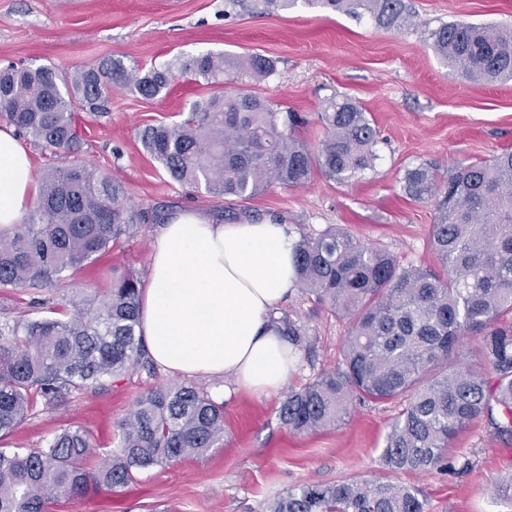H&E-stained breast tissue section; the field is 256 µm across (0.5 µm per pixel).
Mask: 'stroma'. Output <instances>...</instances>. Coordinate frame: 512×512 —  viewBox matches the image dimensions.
Listing matches in <instances>:
<instances>
[{"instance_id":"stroma-1","label":"stroma","mask_w":512,"mask_h":512,"mask_svg":"<svg viewBox=\"0 0 512 512\" xmlns=\"http://www.w3.org/2000/svg\"><path fill=\"white\" fill-rule=\"evenodd\" d=\"M405 2L407 25L387 30L367 17L303 4L262 12L253 0H0V67L50 64L72 73L118 59L146 71L208 51L269 57L276 63L272 76L259 80L247 70L234 71L225 95L251 93L296 113L292 135L313 149L324 136L320 114L327 102L349 97L378 128L380 158L351 183L318 173L299 188L271 185L243 202V209L288 224L299 236L333 224L361 244L387 249L401 266L435 269L430 233L436 212L405 195V171L426 161L447 169L512 150V81L476 84L451 73L429 33L449 22L510 29L512 0ZM208 92L188 73L156 98L113 88L104 112L77 110L78 152L28 145L33 176L79 160L121 179L133 209L156 208L169 216L194 210L220 221L224 198L175 182L139 140L145 126L180 121L189 103ZM158 230L147 224L123 238L79 275L80 288L95 293L127 271L148 277ZM275 314L299 320L311 339L288 379L290 389L341 364L347 324L326 306L295 290ZM179 382L159 368L138 369L56 406L37 404L4 444L39 448L61 429L81 426L95 447L112 450L136 397ZM285 397L282 391L256 396L233 390L224 400L223 447L144 470L118 492L102 488L77 501L59 499L49 512H263L268 500L305 483L380 477L422 490L428 512H512V501L496 495L512 478V444L491 435L485 420L473 422L448 449L450 460H470L466 473L392 471L382 462V448L401 402L355 399L341 425L297 434L277 416Z\"/></svg>"}]
</instances>
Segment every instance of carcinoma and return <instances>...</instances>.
I'll return each mask as SVG.
<instances>
[{
  "label": "carcinoma",
  "mask_w": 512,
  "mask_h": 512,
  "mask_svg": "<svg viewBox=\"0 0 512 512\" xmlns=\"http://www.w3.org/2000/svg\"><path fill=\"white\" fill-rule=\"evenodd\" d=\"M362 17L391 29L406 20L404 0H260L263 9L298 3ZM435 53L471 81L512 78V31L491 24L444 23L430 33ZM265 78V56L231 58L206 52L142 73L112 60L74 73L51 66L0 70V115L46 148L78 150L75 106L101 109L118 85L146 98L165 92L189 70L209 87L231 70ZM317 153L287 135L291 114L254 94L213 92L191 102L174 124L140 131L147 154L177 183L230 201L250 200L269 185H306L314 170L339 183L359 179L378 159L379 132L356 102H328ZM403 190L437 210L431 246L435 271L401 267L380 248L354 241L334 225L295 244V286L349 320L343 365L288 392L282 424L307 434L344 421L352 397L405 401L385 439L382 458L398 471L455 468L448 445L477 418L493 435L512 439V151L448 171L420 163L405 171ZM165 213L134 210L124 184L74 161L43 177L35 209L11 234L0 235V288L52 293L143 224ZM141 278L123 273L89 296L62 295L53 317L20 316L0 324V438L36 407L138 368L153 371L139 333ZM297 349L308 333L291 316L272 319ZM478 340L482 362L454 363L460 339ZM224 444V403L190 382L142 393L119 424L117 448L96 452L87 430H61L40 448L0 451V512H46L61 497L75 500L92 485L124 489L154 466L202 455ZM265 512H426L421 490L386 481L311 482L270 501Z\"/></svg>",
  "instance_id": "cac0c4a2"
}]
</instances>
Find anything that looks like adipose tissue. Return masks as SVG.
Masks as SVG:
<instances>
[{
	"mask_svg": "<svg viewBox=\"0 0 512 512\" xmlns=\"http://www.w3.org/2000/svg\"><path fill=\"white\" fill-rule=\"evenodd\" d=\"M36 194L30 157L0 128V230L13 229ZM296 239L276 221L215 224L194 211L155 238L141 290L140 331L173 375L232 376L255 395L278 391L299 354L268 321L294 287Z\"/></svg>",
	"mask_w": 512,
	"mask_h": 512,
	"instance_id": "adipose-tissue-1",
	"label": "adipose tissue"
}]
</instances>
